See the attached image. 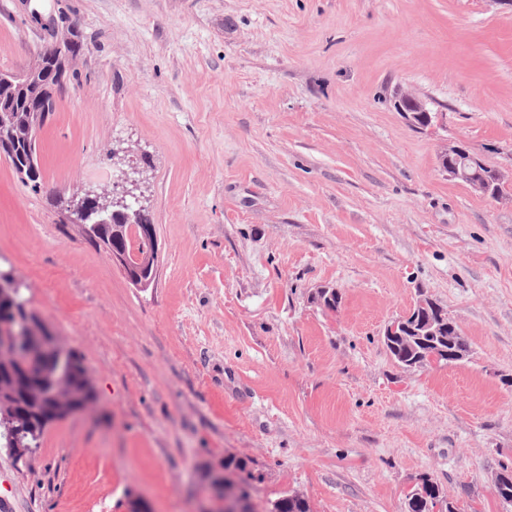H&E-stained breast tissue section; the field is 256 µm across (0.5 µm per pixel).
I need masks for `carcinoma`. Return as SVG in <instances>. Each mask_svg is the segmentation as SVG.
Listing matches in <instances>:
<instances>
[{"label":"carcinoma","mask_w":512,"mask_h":512,"mask_svg":"<svg viewBox=\"0 0 512 512\" xmlns=\"http://www.w3.org/2000/svg\"><path fill=\"white\" fill-rule=\"evenodd\" d=\"M39 65L45 71V77L39 84H26L13 78H4L0 73V110L3 122L0 123V155L10 162L16 172L29 158L32 147L30 107L34 99H43L49 103V111L43 113L48 119L55 111L56 95L66 86L71 68L57 67L45 53L39 55ZM89 243L98 249L106 246H130L124 238L112 237V225L100 224L93 233L85 234ZM408 326L406 335L390 343L383 338L384 344L394 361L405 370L423 366L422 352H438L444 360H460L467 355L470 344L459 325L448 317V313L437 302L427 299L425 305H416L405 315ZM31 373L41 377L42 388L39 392L30 391L28 378L17 366H0V403L15 405L20 430L24 442L38 448L46 431L45 420L53 416L56 409L55 385L63 380L76 391L83 393V399L95 398L94 388L88 385L82 357L73 349L68 352V362L64 370H59L53 359L35 365ZM497 496L504 502H512V471H503L495 480ZM441 512H457L453 503L448 501L443 489L431 479L425 477L420 485L408 495V512H433L435 507ZM275 508L279 512H310L306 499L297 495H285L278 498Z\"/></svg>","instance_id":"obj_1"}]
</instances>
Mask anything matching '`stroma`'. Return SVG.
Here are the masks:
<instances>
[{"instance_id":"obj_1","label":"stroma","mask_w":512,"mask_h":512,"mask_svg":"<svg viewBox=\"0 0 512 512\" xmlns=\"http://www.w3.org/2000/svg\"><path fill=\"white\" fill-rule=\"evenodd\" d=\"M73 21L74 75L39 135V189L0 157V268L89 367L96 409L27 465L12 512H202L204 466L245 459L257 512H512V184L439 167L463 141L512 173V7L498 0H0V72ZM425 102L417 128L393 107ZM125 179L156 226L153 288L62 231ZM341 302L325 310L317 292ZM471 344L398 367L421 298ZM392 101L397 111L401 112L404 118L412 125L420 127L422 126L420 121H426V125L431 122L432 118L427 113L429 111L421 100L412 93L398 89L394 92ZM423 112L426 113L427 120L424 119ZM408 512H433L439 505L442 512H456L457 508L448 501L443 489L425 477L420 485L408 495ZM438 510V507L435 509Z\"/></svg>"}]
</instances>
